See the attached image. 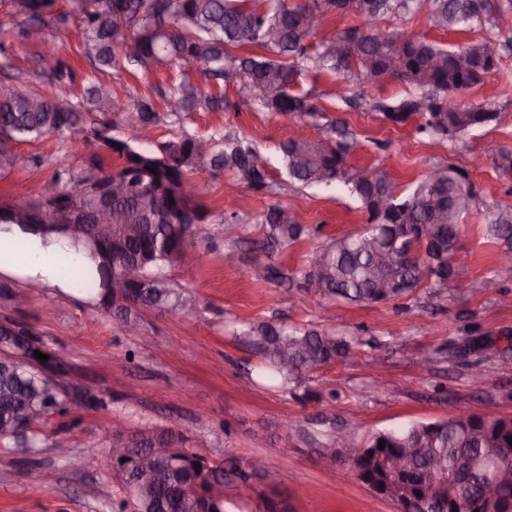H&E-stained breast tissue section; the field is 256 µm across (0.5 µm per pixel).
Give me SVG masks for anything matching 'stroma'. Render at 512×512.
<instances>
[{"instance_id": "1", "label": "stroma", "mask_w": 512, "mask_h": 512, "mask_svg": "<svg viewBox=\"0 0 512 512\" xmlns=\"http://www.w3.org/2000/svg\"><path fill=\"white\" fill-rule=\"evenodd\" d=\"M23 16L13 0H0V81L28 94L58 98L83 109L85 88L105 85L118 111L90 113L107 121L113 137L126 135L125 115L139 97L153 98L156 119L142 126L137 144L145 151L181 135L207 138L236 134L253 141L268 161L272 187L256 192L220 173L187 187L204 207V223L192 225L182 256L166 266L165 275L188 289L195 300L191 316L142 309L139 334L122 331L111 311L95 307L87 295L32 278L0 272V323L24 327L40 349L64 360L63 371L48 370L49 381L91 389L103 407H73L66 416H49L37 426L44 444L38 454L0 447V512H116L124 494L109 454V432L116 421L126 426L155 425L183 433L190 448L215 460L246 462L264 458L278 472L279 484L268 490L253 481L251 501L274 492L290 512H396L390 502L372 495L357 479L350 459L374 432L413 422L447 418L449 410L486 417L512 416V273L502 270L505 247L488 224L495 204L512 199V175L498 169L499 151L512 150V41L502 52L500 71L459 98L468 105L496 100L499 123L440 142L419 135L415 123L385 124L379 113L345 106L336 96L343 78L308 73L301 90L313 92L326 115L346 120L352 144L348 161L361 171H385L410 187L432 168L463 169L477 198L462 226L461 257L468 266L451 289L419 290L400 304L327 303L302 286L310 255L332 240L357 233L365 223L358 201L340 185L302 188L283 179L279 146L291 138H319L326 129L289 115H274L258 102L243 104L239 85L225 84L224 108L173 116L165 104L176 73L168 66L144 68L121 63L98 72L82 54L77 21L45 28L31 38L18 35ZM385 32L407 31L454 50L488 36L473 27L443 31L432 26L428 12L412 20L387 19ZM61 44L58 57L42 53L50 39ZM67 62L73 79L48 84L43 74ZM29 157L24 169L0 176V202L34 198L56 172L78 180L92 171L93 158L116 164L99 144L72 146L49 134L17 144ZM234 203L236 218L224 215ZM285 207L305 236L268 252L258 241L259 215ZM238 263H224L225 252ZM273 264L272 281L254 280L250 268ZM499 286L485 288L488 277ZM331 328L359 337L360 350L325 365L288 389L277 388L263 374L251 348L232 335L246 322ZM495 338L485 351L475 379L469 360L453 357L471 329ZM73 453L94 457L93 466L72 469L58 454L56 442ZM335 449L337 462L327 465L322 449Z\"/></svg>"}]
</instances>
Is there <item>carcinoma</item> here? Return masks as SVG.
Returning a JSON list of instances; mask_svg holds the SVG:
<instances>
[{"mask_svg":"<svg viewBox=\"0 0 512 512\" xmlns=\"http://www.w3.org/2000/svg\"><path fill=\"white\" fill-rule=\"evenodd\" d=\"M78 4L84 40L83 54L103 71L119 65L116 52L132 42L131 56L137 64L173 65L177 71L175 93L170 112L212 110L224 96L202 92L193 82L203 72L217 81L240 83L242 91L252 94L274 114H293L306 122L326 118L315 97L297 92L301 77L310 72L353 75L369 85L384 78H395L420 93L395 104L374 102L373 111L395 125L418 119V133L441 141L489 126L500 112L491 100L477 106H463L455 97L465 93L485 77L500 69L501 57H492L488 48L495 44L483 38L455 50L410 34L365 33L354 27L320 44L310 53L306 38L313 29L304 18L313 14L324 19L336 15L363 16L371 5L373 17L409 20L421 4L429 9L434 26L448 30L469 27L477 22L501 29L505 16L502 7L491 0H20L25 20L37 25L63 24ZM125 30L121 39L116 31ZM192 60L195 68L186 70L182 61ZM87 100L97 112H110L114 100L110 92L95 84L86 89ZM132 113L142 123L156 115L154 100L141 97ZM86 131V140L100 139L99 128L87 125L80 110L52 99L37 97L13 88L0 92V173L22 168L24 159L13 145L32 143L48 133L71 142L72 130ZM337 139H289L279 146L283 173L301 186L344 185L367 214L366 224L356 234L333 240L310 258L304 281L317 288L328 300L357 304H386L414 294L420 288L448 284L463 271L465 264L452 265L458 256L461 226L472 209L476 196L467 174L452 166L440 167L406 192L384 173L366 174L348 163L350 143L346 125L330 121ZM136 139L130 137L115 146L103 144L119 160L106 174L129 176L128 193L114 201L112 208L118 224H138L141 231L126 241L132 255L142 253L135 269L137 287L128 288L124 301L135 308L191 314L193 299L165 277L164 269L183 252V225L196 223L193 196L180 180V173L163 166L157 159L155 172L135 173L128 162L138 156ZM198 139L181 136L159 146L156 155L177 159L188 167L203 154L194 150ZM208 146L211 174L222 170L255 191L270 188L266 164L251 143L231 135L204 141ZM93 175L68 185L67 173L57 172L51 182L73 205H93ZM44 211L51 225L62 219L50 202L37 196L19 204H0V225L21 224L28 210ZM496 218L490 232L508 242L503 262L512 268V204L496 206ZM262 246L273 250L301 238L306 230L288 212L271 206L260 215ZM55 229H44L30 240L43 250L57 248L46 255L59 277L69 287L91 298L109 296L110 282L128 275L122 263H112L93 239L92 231L78 237L65 234L48 236ZM369 238L379 239L391 252L393 262L376 268L372 253L365 246ZM424 239L427 256L415 254L414 243ZM266 364L269 380L286 390L307 374L342 361L361 342L353 337L337 336L311 327L250 322L233 331ZM12 355L0 359V447L14 446L34 452L44 443L32 424L51 415L63 416L74 403L71 390L50 383L40 369L27 361L28 348L6 344ZM512 417L488 418L472 414L456 418L418 422L392 433L380 431L366 440L372 446L358 463L362 475L371 480L386 477L380 457L401 456L406 468L416 475H428L444 486L445 505L426 503L428 512H474L471 505L481 500V481L492 471L499 479V496L512 501ZM384 448H379V441ZM112 442L123 443L136 453L155 449H175L178 467L157 470L148 482L140 480L137 468L118 466L124 499L119 512L129 506L134 512H229L233 499L211 500L207 493L215 483L224 484L236 476L242 481L249 474L236 465L215 462L209 476L200 477L195 464L202 457L184 446V439L170 429H141L125 436L112 435Z\"/></svg>","mask_w":512,"mask_h":512,"instance_id":"obj_1","label":"carcinoma"}]
</instances>
